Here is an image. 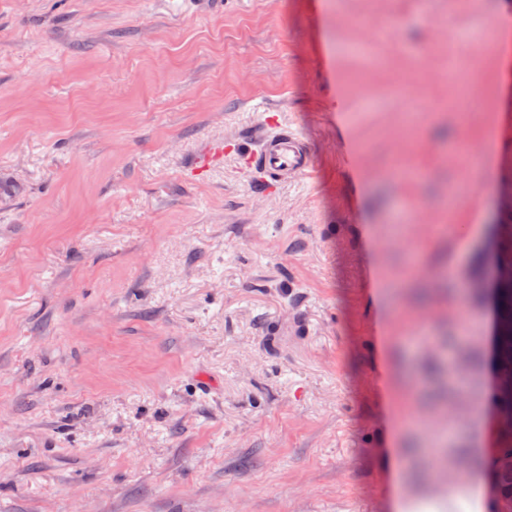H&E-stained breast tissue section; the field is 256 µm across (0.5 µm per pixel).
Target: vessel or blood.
Segmentation results:
<instances>
[{
    "label": "vessel or blood",
    "instance_id": "vessel-or-blood-1",
    "mask_svg": "<svg viewBox=\"0 0 512 512\" xmlns=\"http://www.w3.org/2000/svg\"><path fill=\"white\" fill-rule=\"evenodd\" d=\"M248 165L260 171L267 183L279 185L307 175L312 159L306 139L283 124H272L256 145L238 144Z\"/></svg>",
    "mask_w": 512,
    "mask_h": 512
}]
</instances>
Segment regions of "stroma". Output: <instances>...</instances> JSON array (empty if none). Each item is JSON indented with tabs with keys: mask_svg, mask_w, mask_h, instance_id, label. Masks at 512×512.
Here are the masks:
<instances>
[{
	"mask_svg": "<svg viewBox=\"0 0 512 512\" xmlns=\"http://www.w3.org/2000/svg\"><path fill=\"white\" fill-rule=\"evenodd\" d=\"M0 176V512H395L482 405L493 481L512 0H0ZM266 126L271 130L262 133L255 146L234 140L248 165L275 185L309 174L312 159L306 139L288 125L270 122Z\"/></svg>",
	"mask_w": 512,
	"mask_h": 512,
	"instance_id": "stroma-1",
	"label": "stroma"
}]
</instances>
